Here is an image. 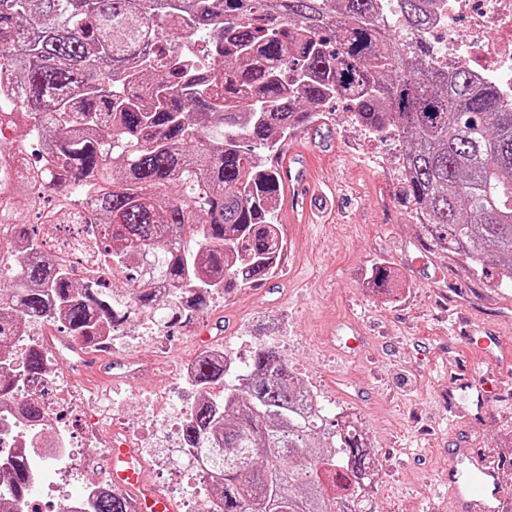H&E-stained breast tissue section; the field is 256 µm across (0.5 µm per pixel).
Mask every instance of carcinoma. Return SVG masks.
Returning <instances> with one entry per match:
<instances>
[{
  "label": "carcinoma",
  "mask_w": 512,
  "mask_h": 512,
  "mask_svg": "<svg viewBox=\"0 0 512 512\" xmlns=\"http://www.w3.org/2000/svg\"><path fill=\"white\" fill-rule=\"evenodd\" d=\"M0 0V403L46 371L4 345L33 322L93 342L144 312L171 325L211 296L268 279L283 246L284 192L265 155L336 99L372 132L406 139V197L438 249L512 286V99L462 66L436 67V0ZM39 141L24 157L14 132ZM59 224H84L102 266L75 277L48 251ZM173 300L156 298L155 279ZM126 289L116 292L114 281ZM391 270L372 269L385 289ZM232 365L203 356V395L184 454L213 481L217 512H354L376 477L360 422L301 415L303 387L272 348ZM23 418L43 419L30 394ZM25 497L29 452L0 461ZM89 512H129L100 495Z\"/></svg>",
  "instance_id": "1"
}]
</instances>
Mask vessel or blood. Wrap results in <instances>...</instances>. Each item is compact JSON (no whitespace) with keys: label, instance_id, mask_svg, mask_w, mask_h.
I'll use <instances>...</instances> for the list:
<instances>
[{"label":"vessel or blood","instance_id":"vessel-or-blood-1","mask_svg":"<svg viewBox=\"0 0 512 512\" xmlns=\"http://www.w3.org/2000/svg\"><path fill=\"white\" fill-rule=\"evenodd\" d=\"M294 149H286L280 164L284 189L289 205L304 201L312 187L307 169L295 166ZM122 356L98 351L81 356L80 367L99 384H111L115 371L124 369ZM454 461L448 466V494L453 499L473 497L476 512H499L506 495L496 470L490 469L484 457L475 448H457ZM103 462L110 483L118 491L130 494V512H174L168 495L148 477L146 463L138 448L130 440L110 436L105 447Z\"/></svg>","mask_w":512,"mask_h":512}]
</instances>
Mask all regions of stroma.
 Here are the masks:
<instances>
[{
  "instance_id": "stroma-1",
  "label": "stroma",
  "mask_w": 512,
  "mask_h": 512,
  "mask_svg": "<svg viewBox=\"0 0 512 512\" xmlns=\"http://www.w3.org/2000/svg\"><path fill=\"white\" fill-rule=\"evenodd\" d=\"M289 139L304 152L313 178L343 183L344 196L310 199L320 223H281L282 262L263 284L225 294L139 349H121L128 360L138 354L157 360L158 371L115 384L102 397L88 391L82 374H60L58 384L76 405L65 418L68 427L79 434L96 430L58 479L66 494H82L105 478L104 438L118 424V406L130 440L147 452L152 481L166 487L183 480L177 462L184 453L169 432L180 405L141 422L128 398L163 388L210 343L223 344L239 367L256 349L274 348L314 391L325 415L354 411L377 464L368 512H448L452 448L481 449L512 490V288L494 287L427 239L406 200L399 167L405 143L394 129L370 132L336 104ZM383 262L394 275L386 292L366 284ZM353 322L364 335L359 352L347 355L330 330ZM482 326L500 333L495 356L459 341ZM460 364L498 381L499 396L475 407L473 395L453 380Z\"/></svg>"
}]
</instances>
